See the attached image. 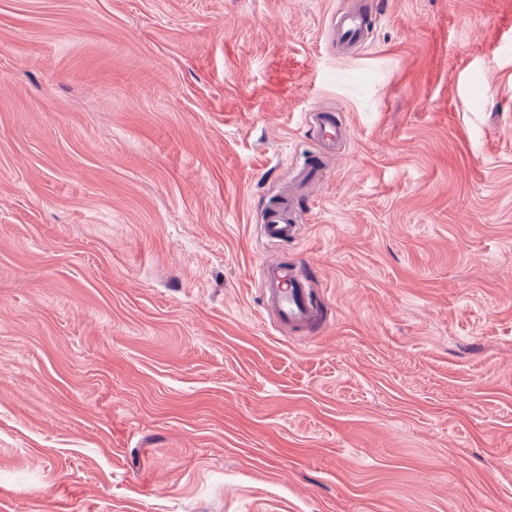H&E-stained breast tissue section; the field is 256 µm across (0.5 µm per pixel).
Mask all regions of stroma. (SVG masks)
I'll use <instances>...</instances> for the list:
<instances>
[{"label":"stroma","instance_id":"35a3bbf8","mask_svg":"<svg viewBox=\"0 0 512 512\" xmlns=\"http://www.w3.org/2000/svg\"><path fill=\"white\" fill-rule=\"evenodd\" d=\"M351 3L0 0V512H512V0ZM376 16L377 3L373 1L360 2L358 7L337 14L331 19L333 42L343 49L357 47ZM322 139L329 149H335L337 145L347 139L348 129L342 123L336 121L334 112H315ZM302 218L294 213L286 198L271 201L264 209L259 235L266 242L288 243L297 241L301 235ZM263 286V306L273 311L281 324L295 329L316 330L314 307L304 270L297 265L266 260L258 269Z\"/></svg>","mask_w":512,"mask_h":512}]
</instances>
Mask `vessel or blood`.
Here are the masks:
<instances>
[{"instance_id": "1", "label": "vessel or blood", "mask_w": 512, "mask_h": 512, "mask_svg": "<svg viewBox=\"0 0 512 512\" xmlns=\"http://www.w3.org/2000/svg\"><path fill=\"white\" fill-rule=\"evenodd\" d=\"M375 0H361L358 7L344 11L331 20L334 42L344 49L360 45L374 18ZM315 119L327 148L333 149L347 138L348 129L336 120L335 113L317 112ZM302 218L291 202L279 198L265 208L259 235L270 243L297 241L301 235ZM263 286V305L273 311L281 324L309 331L317 328V310L313 305L304 270L297 265L267 260L258 269Z\"/></svg>"}]
</instances>
